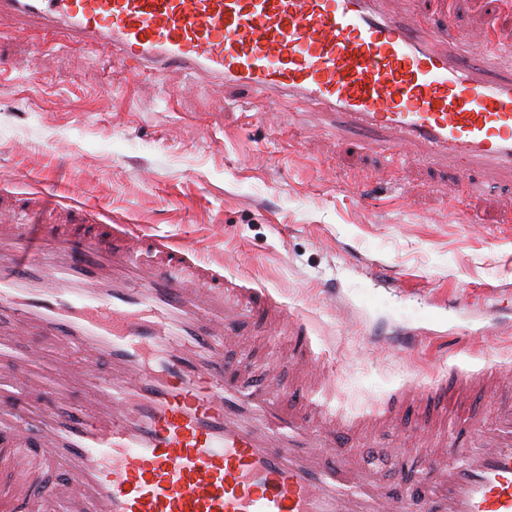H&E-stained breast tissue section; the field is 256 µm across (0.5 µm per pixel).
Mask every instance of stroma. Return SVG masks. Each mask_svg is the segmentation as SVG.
<instances>
[{
  "label": "stroma",
  "mask_w": 512,
  "mask_h": 512,
  "mask_svg": "<svg viewBox=\"0 0 512 512\" xmlns=\"http://www.w3.org/2000/svg\"><path fill=\"white\" fill-rule=\"evenodd\" d=\"M465 41L512 44V0H446ZM0 21V211L23 224L114 218L195 246L302 323L325 395L355 420L406 389L512 366V178L415 154L401 162L359 133L337 140L244 88L111 67L62 33L15 39ZM404 328L412 348L376 346ZM246 331L258 366L289 346ZM405 405L398 446L363 437L358 464L382 488L425 471Z\"/></svg>",
  "instance_id": "stroma-1"
}]
</instances>
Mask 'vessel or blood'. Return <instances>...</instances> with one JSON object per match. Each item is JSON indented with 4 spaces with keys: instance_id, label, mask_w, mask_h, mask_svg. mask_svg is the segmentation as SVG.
<instances>
[{
    "instance_id": "b4317fda",
    "label": "vessel or blood",
    "mask_w": 512,
    "mask_h": 512,
    "mask_svg": "<svg viewBox=\"0 0 512 512\" xmlns=\"http://www.w3.org/2000/svg\"><path fill=\"white\" fill-rule=\"evenodd\" d=\"M383 0H0L18 34L59 29L111 63L243 86L316 106L318 120L466 166L512 173V47L472 45L389 14ZM270 294L225 277L196 248L130 224L35 229L0 218V471L20 512L56 467L58 512H512V396L468 417L463 460L433 461L419 486L378 490L346 428L315 402L286 401L277 372L252 381L224 360ZM33 334L64 339L93 376L59 362L42 377ZM88 389L79 413L18 407L36 392ZM426 399L446 412L459 387ZM334 461H324L325 452Z\"/></svg>"
}]
</instances>
